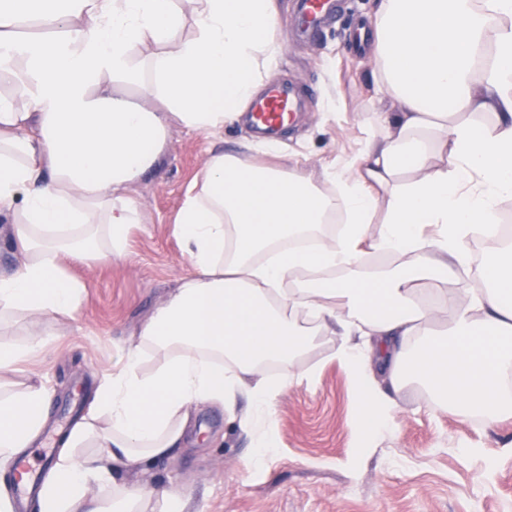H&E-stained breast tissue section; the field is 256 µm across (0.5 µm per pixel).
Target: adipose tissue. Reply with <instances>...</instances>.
<instances>
[{
	"label": "adipose tissue",
	"mask_w": 512,
	"mask_h": 512,
	"mask_svg": "<svg viewBox=\"0 0 512 512\" xmlns=\"http://www.w3.org/2000/svg\"><path fill=\"white\" fill-rule=\"evenodd\" d=\"M0 0V216L19 263L0 273V315L71 314L84 285L64 263L119 260L140 223L130 184L171 125L215 133L275 73L278 0ZM41 27L40 36L26 29ZM188 37H181L184 27ZM377 73L399 112L323 183L244 153L210 150L175 220L193 274L173 289L64 436L30 512H184L181 494L126 476L179 448L202 403L245 396L257 435L245 470L276 450L273 404L310 379L300 357L343 341L361 447L393 420L387 389L422 382L449 409L512 415V244L497 203L512 197V0H379ZM486 247L487 289L468 305L424 295ZM409 257L367 275L364 244ZM345 276L333 279L335 270ZM47 344L0 346V483L47 419L40 377L17 365ZM281 364L285 374L263 373Z\"/></svg>",
	"instance_id": "obj_1"
}]
</instances>
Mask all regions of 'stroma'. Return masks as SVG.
Listing matches in <instances>:
<instances>
[{"label": "stroma", "mask_w": 512, "mask_h": 512, "mask_svg": "<svg viewBox=\"0 0 512 512\" xmlns=\"http://www.w3.org/2000/svg\"><path fill=\"white\" fill-rule=\"evenodd\" d=\"M371 10L372 0H336L334 16L299 38L296 0H281L276 37L283 54L275 76L293 86L303 107L278 149L313 178L359 155L377 113L401 109L378 81L371 45L353 37ZM259 139L246 120L214 135L172 126L155 166L129 188L143 221L131 227L124 259L71 264L85 285L72 314L35 323L18 314L0 322V343L8 345L24 344L33 332L51 334L45 352L15 376L23 385L42 375L52 395L50 427L29 450L30 462L59 450L61 434L90 413L102 375L170 289L191 274L174 219L208 151H241ZM341 341L324 336L304 353L302 366L314 376L276 400L277 451L259 469L242 467L255 444L253 432L240 425L248 410L242 399L234 417L219 406L194 407L184 445L157 460L151 475L132 473L129 481L181 492L186 512H512V417L489 423L459 415L415 384L395 394L391 427L350 471L357 395L332 357Z\"/></svg>", "instance_id": "35a3bbf8"}]
</instances>
